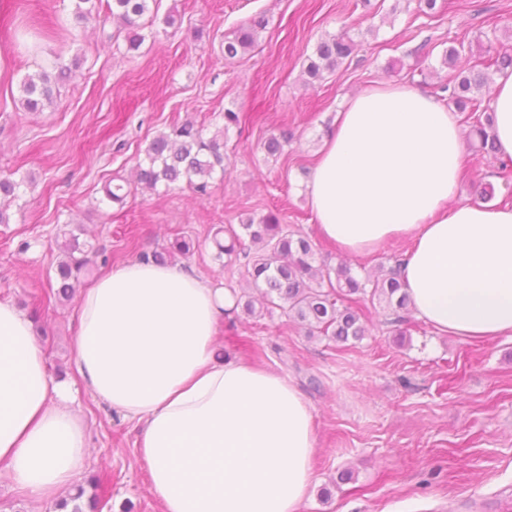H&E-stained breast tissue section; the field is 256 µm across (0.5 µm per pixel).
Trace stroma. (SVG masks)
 I'll use <instances>...</instances> for the list:
<instances>
[{"label":"stroma","mask_w":512,"mask_h":512,"mask_svg":"<svg viewBox=\"0 0 512 512\" xmlns=\"http://www.w3.org/2000/svg\"><path fill=\"white\" fill-rule=\"evenodd\" d=\"M73 8L74 0H0V176L28 181L0 224V300L37 314L49 370L72 381L77 302L42 300L60 225H83V241L104 250L85 281L187 235L200 247L177 264L255 299L241 274L215 260L210 230L273 211L313 235L304 182L346 96L380 83L436 95L448 79L443 50L478 36L512 54V0H437L429 15L416 0H160V14L177 23L156 24L136 51L106 7L84 25ZM259 12L268 24L258 47L225 60V35ZM353 27L368 36L351 60L306 85L303 63L318 40ZM425 42L433 53L417 55ZM58 55L83 63L52 105L25 111L22 79ZM227 108L246 126L227 131L226 175L208 198L183 183L122 206L104 201L106 180L130 174L174 119L192 118L210 136L224 129ZM283 128L288 146L268 157L262 140ZM485 183L494 205L512 207L498 160L470 152L457 202H474ZM385 315L376 307L369 336L348 346L308 337L277 312L240 309L218 329V357L289 375L313 406L315 486L301 512H512V336H440L411 312L397 330ZM73 408L88 426L82 478L96 480L100 512H160L135 422L83 391ZM345 470L352 480L340 481Z\"/></svg>","instance_id":"obj_1"}]
</instances>
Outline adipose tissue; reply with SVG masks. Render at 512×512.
Listing matches in <instances>:
<instances>
[{
    "label": "adipose tissue",
    "instance_id": "1",
    "mask_svg": "<svg viewBox=\"0 0 512 512\" xmlns=\"http://www.w3.org/2000/svg\"><path fill=\"white\" fill-rule=\"evenodd\" d=\"M490 106L512 158V73ZM468 161L437 98L379 84L347 98L305 185L317 234L359 256L411 240L400 278L440 335H512V208L457 204ZM236 294L195 269L136 261L81 292L75 370L86 393L140 428L160 512H300L317 448L313 408L285 374L215 357ZM75 391L48 370L32 319L0 301V464L36 501L87 468Z\"/></svg>",
    "mask_w": 512,
    "mask_h": 512
}]
</instances>
